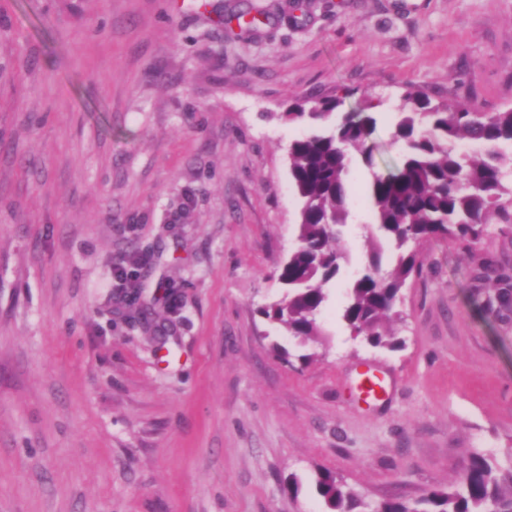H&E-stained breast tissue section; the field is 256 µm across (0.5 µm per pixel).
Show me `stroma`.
<instances>
[{"label":"stroma","mask_w":512,"mask_h":512,"mask_svg":"<svg viewBox=\"0 0 512 512\" xmlns=\"http://www.w3.org/2000/svg\"><path fill=\"white\" fill-rule=\"evenodd\" d=\"M262 12L247 31L225 15ZM512 104V0H0V512H328L512 461V233L434 240L396 347L353 339L364 205L298 343L259 307L297 233L284 119L307 96L379 102L384 161L407 87ZM387 382L359 397V371ZM317 490L332 512H364L358 510L364 505L362 500L331 473L321 474Z\"/></svg>","instance_id":"obj_1"}]
</instances>
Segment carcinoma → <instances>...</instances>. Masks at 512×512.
<instances>
[{"label": "carcinoma", "mask_w": 512, "mask_h": 512, "mask_svg": "<svg viewBox=\"0 0 512 512\" xmlns=\"http://www.w3.org/2000/svg\"><path fill=\"white\" fill-rule=\"evenodd\" d=\"M393 125L391 143L400 162L378 170V145L371 139L377 119L367 103L344 110L345 97H311L286 113L312 131L288 149L292 190L301 201L298 244L279 268L288 292L262 314L301 340L320 333L327 301L324 285L336 279L346 251L340 227L347 223L348 176L362 164L371 170L363 200L370 258L351 280L343 319L355 336L374 347H392L386 323L406 281L421 272L420 247L433 239L468 245L480 242L489 224H512V105L475 112L462 102H433L407 88ZM395 253L393 267H381L382 243ZM331 512H360L362 500L330 473L317 482ZM372 512H512V464L498 466L471 455L455 488L433 489L415 502L386 500Z\"/></svg>", "instance_id": "1"}]
</instances>
